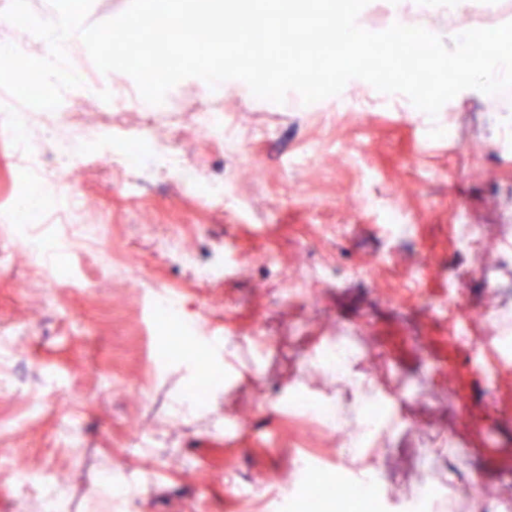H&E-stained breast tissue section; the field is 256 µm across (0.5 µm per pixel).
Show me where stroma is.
Listing matches in <instances>:
<instances>
[{
    "label": "stroma",
    "instance_id": "35a3bbf8",
    "mask_svg": "<svg viewBox=\"0 0 512 512\" xmlns=\"http://www.w3.org/2000/svg\"><path fill=\"white\" fill-rule=\"evenodd\" d=\"M509 21L512 0H475L455 23L467 31ZM137 91L116 72L107 84L65 90L59 109L80 101L85 111L111 112L114 155L139 137L147 148L164 143L183 162L205 159L204 176L224 184V206L192 199L174 178L145 180L130 196L92 163L77 182L113 254L138 256L131 272L116 279L95 255L70 259L54 234L51 258L73 266L85 287L51 297L21 288L20 255L0 270V512H42L18 487L45 472L62 481L74 512H280L281 486L307 494L295 464L303 440L332 478L352 477L351 453L285 411L299 392L352 409L353 389L314 360L323 338L347 329L364 342L367 356L354 373L371 388L397 392L402 372L426 378L398 408L412 429H382L370 450L387 512H404L425 483L434 490L429 512H501L512 497V351L499 347L482 314L512 313V91H462L432 120L406 96L359 79L307 105L294 92L276 104L238 80L213 88L188 78L171 89L177 106L164 118L112 111ZM208 112L230 124L234 152L203 134ZM314 146L310 164L292 166ZM34 179L0 138V214ZM392 211L411 235L383 231ZM457 224L480 225L479 248L457 242ZM166 235L181 238L198 262L221 266L220 276L198 282L159 250ZM421 254L430 266L413 272ZM323 266L330 276L318 288H286L287 278ZM477 266L499 285L477 276L467 283L474 340L462 343L442 308L460 273ZM158 286L224 333L222 353L209 358L219 382L178 420L172 410L201 377L194 362L169 353L151 310ZM258 334L268 341L261 373L244 345ZM217 417L239 423L235 438L212 426ZM155 433L163 443L143 447ZM440 436L451 449L421 459L420 449ZM116 458L159 474L114 490L102 474ZM450 474L451 491L441 485ZM473 480L486 495L467 503L461 494ZM242 485L251 500L239 497Z\"/></svg>",
    "mask_w": 512,
    "mask_h": 512
}]
</instances>
